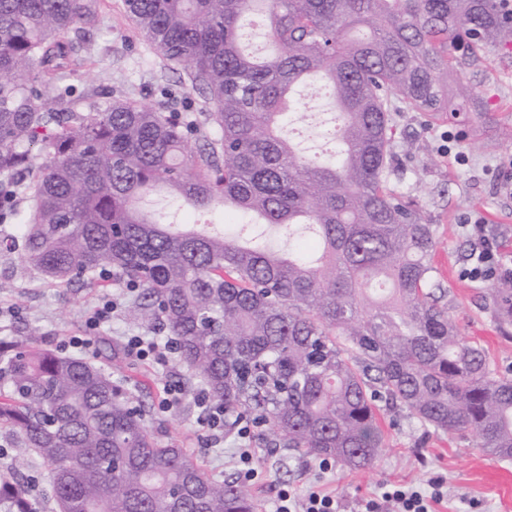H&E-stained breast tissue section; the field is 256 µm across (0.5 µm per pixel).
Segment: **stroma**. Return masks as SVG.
<instances>
[{
    "label": "stroma",
    "instance_id": "35a3bbf8",
    "mask_svg": "<svg viewBox=\"0 0 512 512\" xmlns=\"http://www.w3.org/2000/svg\"><path fill=\"white\" fill-rule=\"evenodd\" d=\"M98 12L89 49L69 79L74 94L89 92L105 103L125 93L152 106L168 98L172 111H201V97L182 71L168 72L163 84L153 80L159 60L126 17L123 0H99ZM462 80L480 96V110L464 101L459 111L439 119L420 112L398 118L400 176L393 187L416 200L436 226L434 264L460 336L481 346L498 372L512 373V336L500 329L487 306L495 282L470 274L481 243L469 228L471 220L482 218L499 253L512 260V196L500 189L512 177V51L489 49L479 68L463 70ZM299 94L303 105L290 116V124L303 145L319 147L318 130L333 115L329 100L313 86L300 87ZM19 265V253L0 252V280L8 284L0 291V337L33 332L47 348L61 350L68 337L84 334L87 316L102 299L123 294L112 283L50 284L34 273L19 274ZM125 365L127 376L142 386L161 441L185 448L208 474L237 476L234 438L210 445L192 395L159 412L164 384L184 382L179 365L163 369L131 357ZM381 425L385 446L375 463L363 469L335 464L323 471L317 460L284 448H262L260 479L250 486L258 512H273L279 489L309 485L336 495L345 512H356L380 485L420 484L438 475L446 479L448 495L437 512H512V461L483 453L470 433L426 429L395 408L383 410Z\"/></svg>",
    "mask_w": 512,
    "mask_h": 512
}]
</instances>
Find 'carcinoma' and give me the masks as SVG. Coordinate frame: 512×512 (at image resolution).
Returning a JSON list of instances; mask_svg holds the SVG:
<instances>
[{
  "mask_svg": "<svg viewBox=\"0 0 512 512\" xmlns=\"http://www.w3.org/2000/svg\"><path fill=\"white\" fill-rule=\"evenodd\" d=\"M204 120L119 96L74 97L72 66L98 0H0V215L26 271L52 284L112 281L124 312L173 338L185 384L224 406V430L352 469L383 448L380 405L466 430L512 460V377L458 336L432 264L436 227L390 187L394 116L455 111L462 62L512 46L500 0H124ZM263 17L273 53L241 44ZM462 50L459 57L456 52ZM325 79L333 147L288 136L297 91ZM168 200L147 209L157 188ZM255 216L247 241L179 229L171 207ZM305 225L284 250L263 226ZM512 318V280L493 289ZM137 384L22 336L0 345V429L47 469L55 512H258L237 481L161 442ZM0 512H35L0 472Z\"/></svg>",
  "mask_w": 512,
  "mask_h": 512,
  "instance_id": "obj_1",
  "label": "carcinoma"
}]
</instances>
